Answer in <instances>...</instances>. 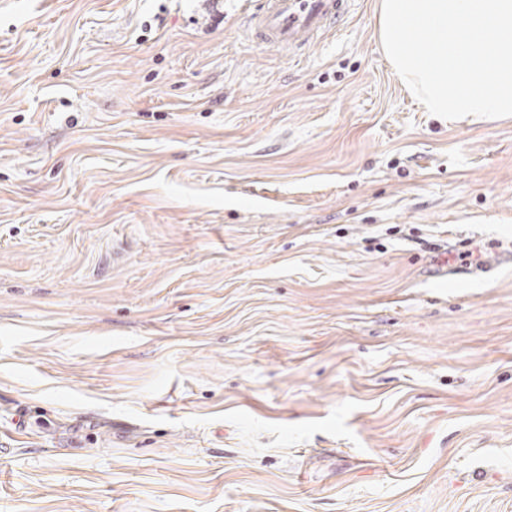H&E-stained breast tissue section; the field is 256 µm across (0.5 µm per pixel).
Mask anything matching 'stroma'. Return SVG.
<instances>
[{
    "label": "stroma",
    "instance_id": "1",
    "mask_svg": "<svg viewBox=\"0 0 512 512\" xmlns=\"http://www.w3.org/2000/svg\"><path fill=\"white\" fill-rule=\"evenodd\" d=\"M245 2L0 0V512H512V116ZM352 0H257L249 2L243 21L248 41L288 56L309 50L323 36L335 34Z\"/></svg>",
    "mask_w": 512,
    "mask_h": 512
}]
</instances>
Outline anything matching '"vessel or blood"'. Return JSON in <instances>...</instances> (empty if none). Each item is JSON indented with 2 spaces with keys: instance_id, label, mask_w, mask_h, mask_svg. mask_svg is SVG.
Here are the masks:
<instances>
[{
  "instance_id": "b4317fda",
  "label": "vessel or blood",
  "mask_w": 512,
  "mask_h": 512,
  "mask_svg": "<svg viewBox=\"0 0 512 512\" xmlns=\"http://www.w3.org/2000/svg\"><path fill=\"white\" fill-rule=\"evenodd\" d=\"M352 0H252L245 12L248 41L288 54L309 50L323 36L339 31Z\"/></svg>"
}]
</instances>
